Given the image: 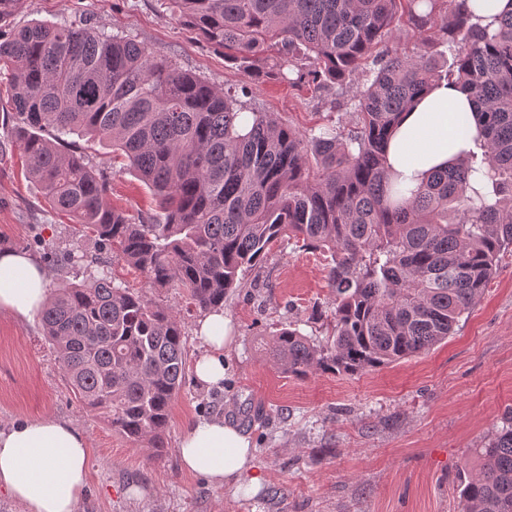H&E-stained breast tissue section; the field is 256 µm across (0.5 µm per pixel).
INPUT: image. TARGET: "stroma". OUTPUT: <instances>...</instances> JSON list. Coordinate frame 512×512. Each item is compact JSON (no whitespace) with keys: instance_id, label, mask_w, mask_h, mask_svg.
Listing matches in <instances>:
<instances>
[{"instance_id":"35a3bbf8","label":"stroma","mask_w":512,"mask_h":512,"mask_svg":"<svg viewBox=\"0 0 512 512\" xmlns=\"http://www.w3.org/2000/svg\"><path fill=\"white\" fill-rule=\"evenodd\" d=\"M90 18L129 35L149 51L222 87H248V102L299 129L351 127L350 91L257 81L225 63L165 6V0H24L1 28L61 17ZM9 85L0 81V248L45 261L38 240L57 256L46 263L50 286L81 278L67 255L97 253L94 239L73 233L25 173L9 116ZM72 148L109 183L108 198L147 221L156 198L122 158L73 135ZM154 299L182 313L186 362L201 347L200 310H187L180 288ZM334 311L322 255L277 242L224 301L234 340L224 351V380L186 382L170 412L162 454L136 448L106 419L82 405L63 377L39 319L0 312V427L55 417L79 429L89 444V475L75 512H458L464 471L476 450L512 412V253L478 302L442 343L421 354L355 376L280 373L256 344L286 324L318 344L327 341ZM238 424L255 448L258 490L217 486L185 472L178 448L200 418Z\"/></svg>"}]
</instances>
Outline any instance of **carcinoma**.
I'll return each mask as SVG.
<instances>
[{
  "label": "carcinoma",
  "mask_w": 512,
  "mask_h": 512,
  "mask_svg": "<svg viewBox=\"0 0 512 512\" xmlns=\"http://www.w3.org/2000/svg\"><path fill=\"white\" fill-rule=\"evenodd\" d=\"M224 61L260 81L343 87L358 76L354 126L300 131L129 36L63 18L0 30L14 137L51 207L98 253L68 254L86 277L50 293L44 335L76 399L134 447L160 454L186 374L180 313L120 284L113 258L147 287L224 306L240 275L293 237L328 256L329 339L288 325L263 344L283 374L354 376L429 350L480 298L512 251V13L484 25L467 0H167ZM409 53L389 44L401 26ZM462 85L481 137L457 163L405 192L386 168L399 114L432 85ZM80 130L108 142L159 198L137 221L106 179L63 150ZM460 512H512V415L477 450Z\"/></svg>",
  "instance_id": "obj_1"
}]
</instances>
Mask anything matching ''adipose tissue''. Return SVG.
<instances>
[{
	"mask_svg": "<svg viewBox=\"0 0 512 512\" xmlns=\"http://www.w3.org/2000/svg\"><path fill=\"white\" fill-rule=\"evenodd\" d=\"M475 104L459 85L443 81L404 111L387 147V166L403 186L418 187L432 170L446 167L473 148L477 122L457 129L460 113ZM49 295L46 270L26 252L0 249V311L22 319L39 313ZM196 336L204 352L195 376L207 385L224 379L228 341L223 311L198 322ZM184 468L217 485L249 480L259 488L254 450L247 436L220 419H198L179 446ZM89 448L84 435L69 422L52 417L23 420L0 429V490L25 512H75L87 484Z\"/></svg>",
	"mask_w": 512,
	"mask_h": 512,
	"instance_id": "1",
	"label": "adipose tissue"
}]
</instances>
